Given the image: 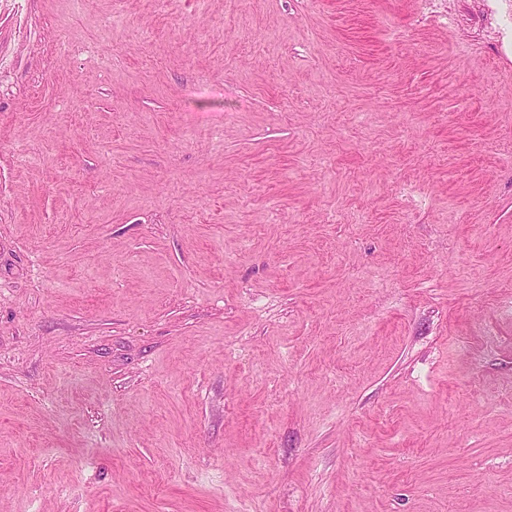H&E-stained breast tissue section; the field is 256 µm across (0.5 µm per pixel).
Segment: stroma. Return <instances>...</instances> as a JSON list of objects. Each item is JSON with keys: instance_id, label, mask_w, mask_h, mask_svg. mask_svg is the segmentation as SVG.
<instances>
[{"instance_id": "stroma-1", "label": "stroma", "mask_w": 512, "mask_h": 512, "mask_svg": "<svg viewBox=\"0 0 512 512\" xmlns=\"http://www.w3.org/2000/svg\"><path fill=\"white\" fill-rule=\"evenodd\" d=\"M0 512H512V0H0Z\"/></svg>"}]
</instances>
